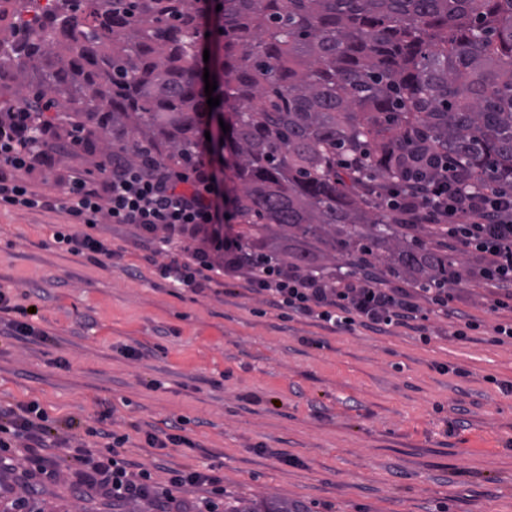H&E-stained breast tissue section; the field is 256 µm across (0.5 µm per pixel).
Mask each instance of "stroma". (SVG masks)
<instances>
[{
    "instance_id": "1",
    "label": "stroma",
    "mask_w": 512,
    "mask_h": 512,
    "mask_svg": "<svg viewBox=\"0 0 512 512\" xmlns=\"http://www.w3.org/2000/svg\"><path fill=\"white\" fill-rule=\"evenodd\" d=\"M98 159L70 150L36 184L57 195L72 170ZM69 221L61 209H0V289L33 308L40 332L0 335V404L35 398L85 428L111 410L130 456L157 482L208 463L229 500L512 512V345L491 333L512 314L492 309L487 286L456 289L457 306L484 323L467 341L451 339L449 317L429 321L427 343L404 328L334 333L281 318L243 274L200 294L173 287L132 224L94 227L113 260L69 253L52 239ZM178 417L188 445L149 447L146 431ZM37 499L44 512H127L78 495L63 476Z\"/></svg>"
}]
</instances>
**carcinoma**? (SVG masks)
Here are the masks:
<instances>
[{
  "mask_svg": "<svg viewBox=\"0 0 512 512\" xmlns=\"http://www.w3.org/2000/svg\"><path fill=\"white\" fill-rule=\"evenodd\" d=\"M220 104L198 86L188 34L196 0H0V81L52 98L60 117L112 137L125 159L189 166L202 117L229 125L222 148L240 186L243 237L331 279L417 288L448 282L441 245L396 236L374 191L408 177L411 146L512 190V0H219ZM224 512H306L238 498Z\"/></svg>",
  "mask_w": 512,
  "mask_h": 512,
  "instance_id": "cac0c4a2",
  "label": "carcinoma"
}]
</instances>
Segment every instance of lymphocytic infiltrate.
I'll list each match as a JSON object with an SVG mask.
<instances>
[{
    "mask_svg": "<svg viewBox=\"0 0 512 512\" xmlns=\"http://www.w3.org/2000/svg\"><path fill=\"white\" fill-rule=\"evenodd\" d=\"M93 132L78 123L62 124L53 102L33 110L25 101L0 98V207L27 211L60 208L75 223L134 224L152 254L164 256L159 277L178 288L201 292L220 277L247 270L250 288L264 295L282 318L301 315L334 332L362 327L385 332L403 327L428 340L430 316L454 315L452 337L462 341L482 323L464 311H452V292L464 270L448 273L444 288H387L377 280L341 275L324 279L266 250L248 246L235 231L233 196L221 194L207 140L190 166L164 168L126 163L111 156L96 165L98 178L76 172L60 185L58 196L36 190L22 173L55 167L60 142L89 146ZM379 202L389 214L409 216L411 223L431 224L448 246L478 255L480 279L492 290L494 309L512 310V192L494 184H466L441 170L432 178H412L384 185ZM58 427L38 400L0 406V466L22 468L26 485L53 481L66 467L72 486L86 493L100 490L115 500L149 499L158 512H172L173 492L184 486L206 487L200 512H224V479L213 470H175L166 484L125 454L127 435L108 428L93 430L95 445L78 443L63 456L47 451Z\"/></svg>",
    "mask_w": 512,
    "mask_h": 512,
    "instance_id": "obj_1",
    "label": "lymphocytic infiltrate"
}]
</instances>
